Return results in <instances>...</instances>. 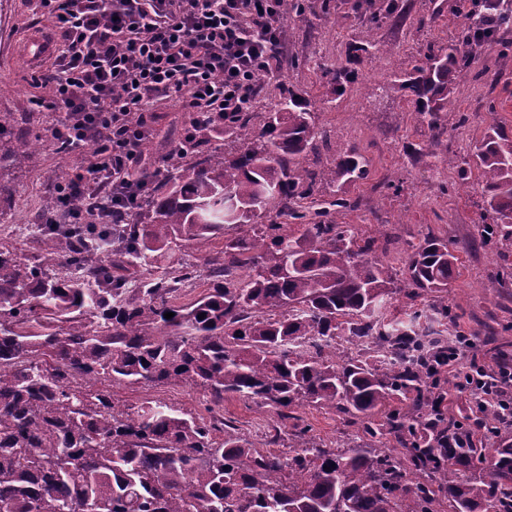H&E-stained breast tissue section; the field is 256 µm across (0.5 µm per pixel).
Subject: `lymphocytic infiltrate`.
<instances>
[{
  "label": "lymphocytic infiltrate",
  "mask_w": 512,
  "mask_h": 512,
  "mask_svg": "<svg viewBox=\"0 0 512 512\" xmlns=\"http://www.w3.org/2000/svg\"><path fill=\"white\" fill-rule=\"evenodd\" d=\"M57 29L46 80L50 108L63 120L52 140L93 153L92 163L63 175V201L105 204L142 183L144 140L153 133V102L184 100L188 121L176 144L223 126L255 98L258 72H275L286 42L282 0H35ZM459 387L477 412L493 408L512 430V359H470Z\"/></svg>",
  "instance_id": "lymphocytic-infiltrate-1"
}]
</instances>
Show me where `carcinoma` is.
Masks as SVG:
<instances>
[{
  "label": "carcinoma",
  "instance_id": "carcinoma-1",
  "mask_svg": "<svg viewBox=\"0 0 512 512\" xmlns=\"http://www.w3.org/2000/svg\"><path fill=\"white\" fill-rule=\"evenodd\" d=\"M464 25L445 48L426 45L377 90L398 88L429 132L419 148L465 184L479 171L478 242L512 276V138L493 127L456 164L444 136L460 79L488 49L512 51V0H459ZM386 0L375 24L404 19ZM373 27L345 62L313 71L334 94L384 54ZM256 103L224 122V151L207 133L163 160L144 202L120 224H46L59 201L48 191L28 225L41 262L0 243V512H512V441L463 448L466 429L437 404L448 379L430 366L448 355V285L457 256L430 235L418 243L362 231L337 216L357 205L343 186L368 161L331 147L306 91L256 76ZM0 113V169L18 168L38 143L11 134ZM332 187L320 200L323 187ZM220 235L222 250L174 279L153 270L172 246ZM404 254V269L386 260ZM206 277L188 302L179 284ZM397 296L404 317L385 316ZM174 316L165 318V313ZM205 317L198 318L199 314ZM182 382L209 394V416L145 401L125 408L100 380ZM238 397L294 418L327 409L357 425L336 448L297 423L273 427L257 449L215 407ZM223 439L214 438V432Z\"/></svg>",
  "mask_w": 512,
  "mask_h": 512
}]
</instances>
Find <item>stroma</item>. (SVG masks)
<instances>
[{
	"label": "stroma",
	"instance_id": "1",
	"mask_svg": "<svg viewBox=\"0 0 512 512\" xmlns=\"http://www.w3.org/2000/svg\"><path fill=\"white\" fill-rule=\"evenodd\" d=\"M354 2L328 0L324 13L308 11L288 20V54L298 58L299 64L283 66L278 80L321 97L308 63L317 58L332 64L344 60L361 30V21L371 15L366 8L354 10ZM403 2L408 14L401 24L373 31L376 40L389 46V53L365 60L358 83L347 88L335 108L319 114V124L332 144L356 147L369 161L367 179L344 188L359 206L344 212L340 220L365 229L382 224L391 236L403 241L416 242L430 233L454 243L461 265L448 288V305L457 317L460 331L471 335L473 355L491 361L504 353L512 355V278L500 279L502 261L498 252L473 244L480 227L478 185H459L453 168L416 152V145L427 140L428 129L408 109L402 91L394 89L381 98L373 95L375 86L403 67L420 47L429 43L447 46L455 35L458 0ZM436 6L441 9L440 20L423 23V16ZM32 30L50 38L55 35L51 20L36 13L30 0H0V112L15 114L16 134L38 137L41 143L25 168L0 173V181L12 189L5 210L9 221L0 223V242L12 243L27 259L35 261L39 253L21 235L19 227L34 220L55 175L85 164L86 158L78 153L61 154L51 142V127L58 114L38 106V99L44 96L42 86L35 78V70L17 49L22 35ZM476 68L482 71V78L460 81L448 114V145L460 160L470 157L490 126H502L512 135V51L504 55L485 53ZM153 111V149L145 156L151 169L161 165L186 120L177 102H158ZM462 112L469 120L461 126L457 118ZM398 177L404 183L401 192L395 194L387 190L386 184ZM112 396L129 406L150 399L194 414L205 413L208 406L203 391L185 383L156 387L117 385ZM222 412L225 420L258 447L265 442L267 427L277 421L273 409L236 397L225 399Z\"/></svg>",
	"mask_w": 512,
	"mask_h": 512
}]
</instances>
